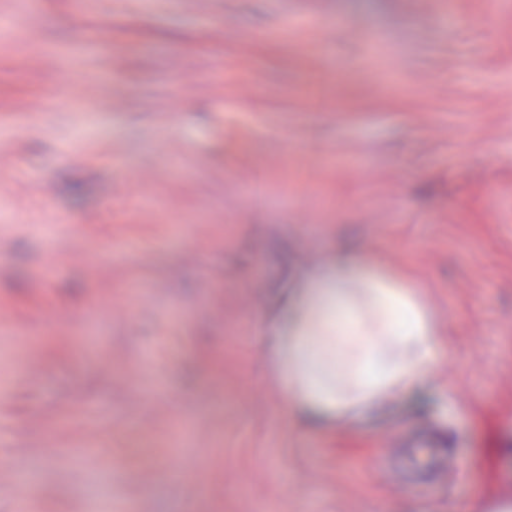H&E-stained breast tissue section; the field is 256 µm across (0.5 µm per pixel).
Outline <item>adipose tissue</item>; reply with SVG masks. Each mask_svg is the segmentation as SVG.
<instances>
[{"label":"adipose tissue","instance_id":"ef3b65f1","mask_svg":"<svg viewBox=\"0 0 512 512\" xmlns=\"http://www.w3.org/2000/svg\"><path fill=\"white\" fill-rule=\"evenodd\" d=\"M288 320L261 322L289 416L328 424L379 407L430 369L436 342L421 286L378 256L337 255L292 293Z\"/></svg>","mask_w":512,"mask_h":512}]
</instances>
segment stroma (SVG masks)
Wrapping results in <instances>:
<instances>
[{
  "label": "stroma",
  "instance_id": "1",
  "mask_svg": "<svg viewBox=\"0 0 512 512\" xmlns=\"http://www.w3.org/2000/svg\"><path fill=\"white\" fill-rule=\"evenodd\" d=\"M496 7L484 25L487 0H0V455L48 489L31 512L512 504ZM341 248L413 270L435 363L315 428L284 414L258 328ZM418 437L465 473L411 480ZM123 454L152 480L114 471Z\"/></svg>",
  "mask_w": 512,
  "mask_h": 512
}]
</instances>
